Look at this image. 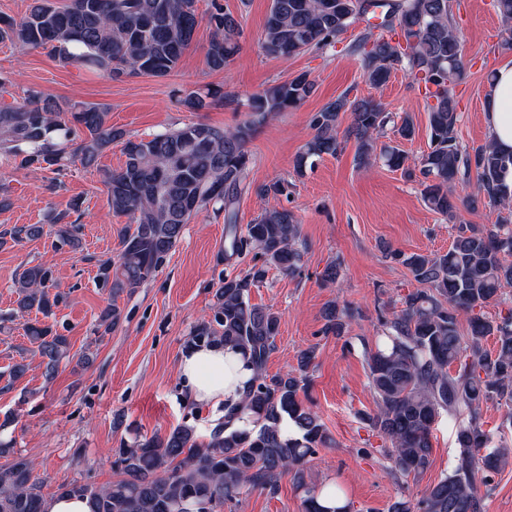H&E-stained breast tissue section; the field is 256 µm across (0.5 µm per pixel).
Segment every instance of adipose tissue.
<instances>
[{
  "label": "adipose tissue",
  "mask_w": 512,
  "mask_h": 512,
  "mask_svg": "<svg viewBox=\"0 0 512 512\" xmlns=\"http://www.w3.org/2000/svg\"><path fill=\"white\" fill-rule=\"evenodd\" d=\"M483 116L492 143L512 152V59L495 68ZM179 374L191 400L228 410L240 402L252 370L239 351L220 345L186 350Z\"/></svg>",
  "instance_id": "adipose-tissue-1"
}]
</instances>
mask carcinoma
Listing matches in <instances>:
<instances>
[{
	"instance_id": "obj_1",
	"label": "carcinoma",
	"mask_w": 512,
	"mask_h": 512,
	"mask_svg": "<svg viewBox=\"0 0 512 512\" xmlns=\"http://www.w3.org/2000/svg\"><path fill=\"white\" fill-rule=\"evenodd\" d=\"M501 21L500 47L512 50V0H493ZM206 21L212 37L206 63L223 70L239 50L242 29L220 0H211L205 17L196 0H32L21 18L0 17V42L22 53L49 48L65 64L117 79L124 74L165 78L191 47L196 29ZM350 51L360 57L363 76L375 88L402 71L424 85L429 121V150L417 168L405 167L396 146L382 158L407 177H417L428 207L450 219L457 205L452 189L470 185L491 207L512 208V153L488 141L471 149L457 136L456 87L464 77L462 36L452 20L451 0H271L262 51L288 60L322 52L360 23ZM315 90L307 72L273 84L245 103L247 119L233 129L194 122L135 139L109 123L102 105L68 104L30 89L22 101L0 109V154L35 171H58L78 161L92 167L112 144L122 145V167L103 172L112 212L126 216L115 257L98 260L97 280L115 298L134 293L166 260L184 226L204 210L224 212V258L258 250L259 262L226 275L215 293L212 315L192 328L188 345L216 341L242 352L254 374L243 392L241 410L253 427L224 423L207 438L178 425L165 434L137 439L116 450L114 465L124 477L93 488L72 482L60 494L87 500L90 512H224V504L245 489L273 494L284 474L303 492L304 512L329 510L317 500L307 481L306 464L316 449L329 443L318 413L305 404L314 351L301 353L296 368L271 375L269 357L276 346L280 317L250 302V291L262 285L272 269L297 271L302 253L300 225L285 207L262 212L246 228L239 227L235 203L252 158L247 143L264 120L297 107ZM224 101V89L189 91L180 104L205 112ZM350 114L348 133L357 141L359 163L375 156L377 135L391 121L382 106L368 98L343 95L311 117V139L296 160L334 156L340 149L338 128ZM54 217L62 245L79 246L77 226ZM41 224L12 229L15 242L43 235ZM421 287L408 293L402 309L383 323L382 333L363 340L369 383L376 410L370 427L386 441L382 452L390 474L418 477L431 465L432 429L439 416L467 415L456 429V454L448 473L412 502L398 498L390 512H486L492 478L512 457L503 445L487 452L488 436L481 406L489 401L507 409L512 428V308L490 319L481 309L512 297V225L458 224L448 252L391 251ZM18 309L47 317L63 299L49 269L26 266L15 280ZM353 310L337 302L324 311L325 334L341 336ZM113 303L101 309L95 333L105 336L119 323ZM467 321L461 332V320ZM25 335L46 359V375L70 357L68 337L39 321ZM495 338L496 349L484 342ZM33 463L20 454L0 465V512H46V498L32 479Z\"/></svg>"
}]
</instances>
